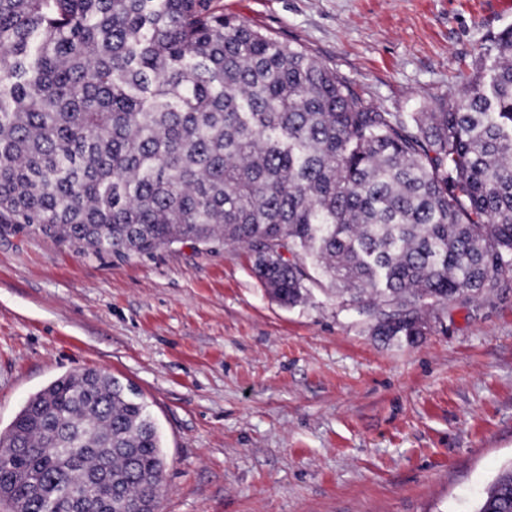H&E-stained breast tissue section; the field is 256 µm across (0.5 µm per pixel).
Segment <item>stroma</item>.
<instances>
[{
    "label": "stroma",
    "mask_w": 512,
    "mask_h": 512,
    "mask_svg": "<svg viewBox=\"0 0 512 512\" xmlns=\"http://www.w3.org/2000/svg\"><path fill=\"white\" fill-rule=\"evenodd\" d=\"M383 112L457 91L512 0H214ZM378 335L332 286L288 307L244 246L95 256L0 231V429L98 369L150 408L159 512H475L512 467V274Z\"/></svg>",
    "instance_id": "35a3bbf8"
}]
</instances>
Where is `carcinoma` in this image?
Segmentation results:
<instances>
[{"mask_svg": "<svg viewBox=\"0 0 512 512\" xmlns=\"http://www.w3.org/2000/svg\"><path fill=\"white\" fill-rule=\"evenodd\" d=\"M0 223L97 256L245 245L295 306L326 277L386 337L512 273V27L432 112H381L213 0H0ZM147 405L64 374L0 430L12 512H155ZM476 512H512V468Z\"/></svg>", "mask_w": 512, "mask_h": 512, "instance_id": "1", "label": "carcinoma"}]
</instances>
